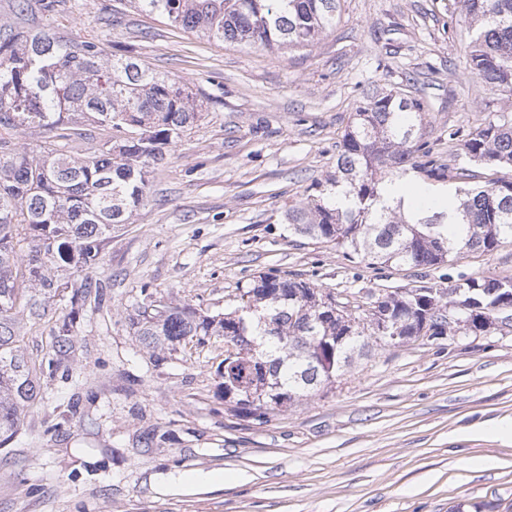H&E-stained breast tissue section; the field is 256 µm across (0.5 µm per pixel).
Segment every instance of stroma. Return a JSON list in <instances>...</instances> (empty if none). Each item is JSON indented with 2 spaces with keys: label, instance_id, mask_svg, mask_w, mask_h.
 I'll return each mask as SVG.
<instances>
[{
  "label": "stroma",
  "instance_id": "stroma-1",
  "mask_svg": "<svg viewBox=\"0 0 512 512\" xmlns=\"http://www.w3.org/2000/svg\"><path fill=\"white\" fill-rule=\"evenodd\" d=\"M29 26L98 37L184 85L205 112L149 175L152 197L112 233L75 351L0 448V512H512V330L374 345L336 388L267 420L224 402V339L156 358L128 316L148 297L215 315L274 273L351 304L393 288L512 276V243L430 267L371 265L292 233L285 211L336 164L373 90L426 106L435 153L491 119L452 0H342L335 30L275 52L210 41L131 8L70 0ZM221 473L224 483L209 482ZM185 474L183 484L170 483Z\"/></svg>",
  "mask_w": 512,
  "mask_h": 512
}]
</instances>
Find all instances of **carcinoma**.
Segmentation results:
<instances>
[{
  "mask_svg": "<svg viewBox=\"0 0 512 512\" xmlns=\"http://www.w3.org/2000/svg\"><path fill=\"white\" fill-rule=\"evenodd\" d=\"M15 22L0 24V447L19 431L37 400L43 365L73 348L78 308L98 294L93 277L112 230L149 202L148 175L166 149L190 135L201 105L135 57L109 55L96 37L69 38L23 25L35 11L59 14L67 0H13ZM141 12L198 36L278 51L310 47L332 32L341 0H128ZM473 33L468 64L489 93L512 100V0H455ZM425 105L401 91L372 92L353 113L336 169L288 207L297 234L351 249L371 264L434 266L512 243V113L461 139L464 164H447L426 140ZM40 128L52 139L20 149L13 132ZM413 172L446 185L442 206L409 209L385 196L387 184ZM84 272L77 282L67 271ZM420 285L384 294L357 324L331 314L316 321L324 289L271 273L243 289L242 323L166 301L130 316L147 348L174 350L200 336L224 337V402L242 417L269 419L329 391L355 358L383 342L387 320L411 340L478 335L512 320V276L468 279L446 296ZM68 300L70 314L55 317ZM461 332L448 326V304ZM262 310L250 312L251 303ZM51 325L52 358L27 350L26 324Z\"/></svg>",
  "mask_w": 512,
  "mask_h": 512,
  "instance_id": "1",
  "label": "carcinoma"
}]
</instances>
